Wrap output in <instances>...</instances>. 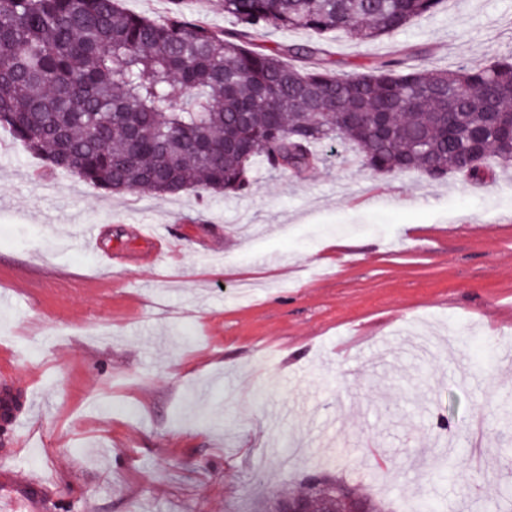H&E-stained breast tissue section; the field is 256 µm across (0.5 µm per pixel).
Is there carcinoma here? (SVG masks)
I'll use <instances>...</instances> for the list:
<instances>
[{"label": "carcinoma", "instance_id": "obj_1", "mask_svg": "<svg viewBox=\"0 0 512 512\" xmlns=\"http://www.w3.org/2000/svg\"><path fill=\"white\" fill-rule=\"evenodd\" d=\"M442 0H224L233 31L171 0L162 20L121 0H0V129L50 171L108 194L239 196L255 162L301 175L349 142L379 173L484 179L512 165V57L432 70L399 59L341 73L318 43L264 50L269 28L367 42ZM317 57L306 71L288 57ZM322 474L284 499L324 497Z\"/></svg>", "mask_w": 512, "mask_h": 512}]
</instances>
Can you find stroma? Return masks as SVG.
<instances>
[{"mask_svg":"<svg viewBox=\"0 0 512 512\" xmlns=\"http://www.w3.org/2000/svg\"><path fill=\"white\" fill-rule=\"evenodd\" d=\"M337 70L512 54V0H443ZM241 197L100 193L0 129V390L27 395L0 491L42 512H260L328 471L403 512L512 497V169L379 174L324 145ZM131 252L100 265L79 227ZM165 227L151 264L135 227Z\"/></svg>","mask_w":512,"mask_h":512,"instance_id":"35a3bbf8","label":"stroma"}]
</instances>
